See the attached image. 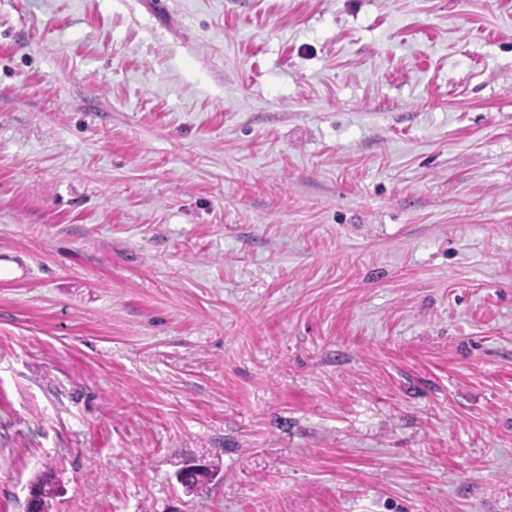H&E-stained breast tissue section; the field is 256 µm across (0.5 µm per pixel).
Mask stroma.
I'll use <instances>...</instances> for the list:
<instances>
[{
  "mask_svg": "<svg viewBox=\"0 0 512 512\" xmlns=\"http://www.w3.org/2000/svg\"><path fill=\"white\" fill-rule=\"evenodd\" d=\"M2 254L0 512H512V0H0ZM206 459L207 457L204 456ZM204 464L203 460L196 459L194 461H191L187 464H185L186 469H194L195 471H188L184 473L183 479L179 482L177 481L183 488L184 485H193L198 486L201 490V492L221 473L222 464L220 461L219 456L217 455H211L206 459V465L203 469L197 470L198 468L202 467ZM183 470L179 473V478H182ZM54 479V473L47 467L33 482L36 483V492L33 498V512H50L52 500L56 497L58 489Z\"/></svg>",
  "mask_w": 512,
  "mask_h": 512,
  "instance_id": "stroma-1",
  "label": "stroma"
}]
</instances>
